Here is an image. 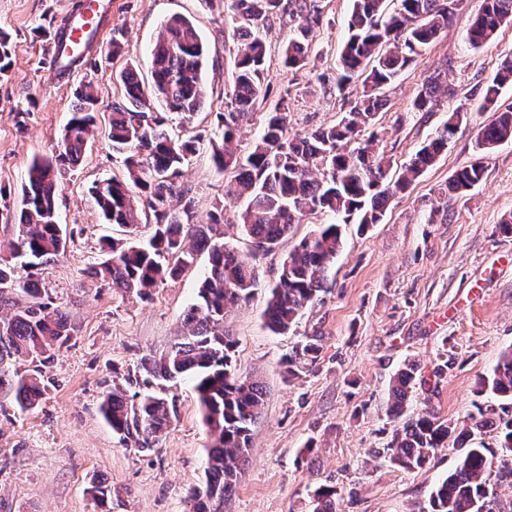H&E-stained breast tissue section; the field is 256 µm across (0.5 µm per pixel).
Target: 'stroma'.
<instances>
[{"instance_id":"obj_1","label":"stroma","mask_w":512,"mask_h":512,"mask_svg":"<svg viewBox=\"0 0 512 512\" xmlns=\"http://www.w3.org/2000/svg\"><path fill=\"white\" fill-rule=\"evenodd\" d=\"M106 21L83 61L66 74L47 62L37 27L61 26L76 0H0V29L13 41L11 70L0 76V187L9 196V215L0 216V262L16 224L33 159L48 157L70 118L74 92L93 81L99 100L81 163L58 177L57 215L65 245L54 261L39 267L43 301L69 316L72 340L46 375L51 384L35 408L22 410L0 396V512H192L190 491L199 486L212 434L204 424L191 381L168 383L178 415L155 451L123 446L100 413L113 383L135 372L141 358L157 356L177 341L207 266L206 251L176 279L159 282L149 297L121 293L94 276L107 242L147 238L149 224L134 233L103 223L93 187L123 177L125 166L112 149L108 128L112 104L123 97L120 73L134 64L143 83L151 81V48L163 23L181 15L194 23L209 47L202 79L204 108L173 119L181 136L202 135L203 148L188 162L184 178L193 209L190 222L204 224L219 201L228 210V179L214 164L220 140L217 112L226 108L237 60L233 22L224 0H104ZM483 0H464L447 29L384 90L378 114L379 148L401 169L455 109H466L455 136L435 164L406 191L394 196L380 223L343 225L342 249L332 266L322 301L309 306L288 334L263 323L265 292L224 321L236 341L239 373L267 388L263 415L251 431L248 460L225 512H312L315 490L338 492V512H423L437 480L458 465L456 435L420 469L404 470L381 454L399 428L387 410L391 377L404 361L419 363L423 375L454 357L432 404L448 422L463 425L487 399L480 384L512 348V234L499 230L512 217V141L485 156L482 182L458 195L449 178L476 157L480 128L492 115L474 111L479 85L512 57V23L496 39L472 48L466 32ZM323 23L299 69L282 64L291 25L270 17L263 36L266 69L274 91L290 93L288 135L302 138L340 122L344 93L323 92L319 75H335L348 34L351 0H320ZM124 33V53H107L112 29ZM446 67L452 97L432 111H414L416 89L438 67ZM326 213L304 217L274 251L255 253L251 240L228 228L226 239L240 253L255 254L263 283L273 282L283 258L319 225ZM322 338L320 359L300 378L285 381L281 357L303 336ZM112 488L98 504L93 483Z\"/></svg>"}]
</instances>
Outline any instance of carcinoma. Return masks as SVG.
<instances>
[{"label": "carcinoma", "instance_id": "1", "mask_svg": "<svg viewBox=\"0 0 512 512\" xmlns=\"http://www.w3.org/2000/svg\"><path fill=\"white\" fill-rule=\"evenodd\" d=\"M387 0H352L348 37L338 59L336 75H320L326 92L342 91L355 79L362 92L349 102L341 121L319 128L309 136H288V95H282L265 112L262 132L245 155L238 153L236 136L241 124L256 108L267 102L270 83L264 76L266 45L262 29L273 15L289 18L293 33L282 52L286 67L308 64L307 46L322 22L318 0H231L238 42V60L230 109L218 113L222 143L214 148L217 169L233 175L230 194L245 199L235 214L238 224L258 251H270L288 236L292 225L317 211L331 214L335 221L323 224L302 238L282 261L274 282L268 285L265 327L283 335L311 304L327 292L331 267L342 247L340 224L359 217L366 227L378 224L390 199L405 191L433 166L448 140L456 133L464 113L454 111L398 173L370 135L364 144L344 149L371 128L385 105L382 90L391 84L419 54L448 28V19L463 0H397L392 12ZM512 22V0H483L473 16L467 41L475 49L492 40L498 29ZM13 49L10 35L0 30V74L9 71ZM151 86L140 81L132 66L120 74L123 98L112 103L109 139L112 149L124 154L126 179L106 180L93 188L94 200L110 224L138 225L140 207L153 212L155 223L148 246L136 241L112 245L95 270L112 281V287L141 296L166 278L178 277L191 263L194 253L208 250L209 267L200 283L197 299L184 315L180 340L159 357H146L138 366L140 376L127 378L149 387L154 382L190 377L206 425L213 433L207 449L205 480L195 489L194 512H224L247 461L252 426L260 418L265 391L261 382L241 376L236 367L232 337L224 333V318L237 306L249 302L261 287L257 266L249 257L227 244L224 233L226 206L216 207L211 223L193 234L185 231L192 200L184 188L183 166L202 144L198 137L173 139L164 125L168 121L155 111L153 100H161L171 113L184 118L199 111L208 93L201 73L208 51L194 24L175 15L162 25L151 49ZM512 85V60L502 63L482 86L478 110L494 118L478 133V157L448 180V192L464 194L484 177V153L512 140V105L500 104L502 89ZM454 95L439 69L426 77L413 100L417 112H429L439 97ZM98 98L90 82L75 90V102L55 152L35 159L28 170V185L22 199L18 236L10 243L13 256L24 259V277L0 264V304L8 306L4 285L32 298L28 304L0 317L5 335H0V390L12 396L21 409L35 407L45 395L49 380L45 369L55 352L71 340L68 315L41 302V288L32 269L49 262L62 248L61 228L55 208L57 175L78 163L95 123ZM177 197L180 210L170 206ZM321 346L316 336H306L282 359L285 375L295 377L316 364ZM28 361V369L6 374L14 356ZM429 394L424 408L406 415L407 402L415 385ZM490 400L470 417L469 428L482 430L503 422L500 447L512 453V350L503 354L493 374L481 382ZM438 383L428 381L414 361L403 363L389 387L388 413L404 418L384 452L397 466L414 470L426 465L434 451L451 433L431 404ZM100 411L124 445L151 452L156 442L177 418L175 400L156 391L139 396L113 385L103 397ZM493 457L488 448L465 450L455 470L434 486L426 512H496V490L488 476ZM336 488L320 486L314 494L313 512H337Z\"/></svg>", "mask_w": 512, "mask_h": 512}]
</instances>
